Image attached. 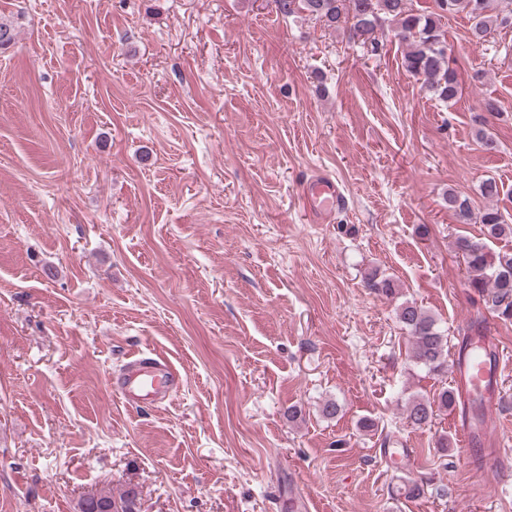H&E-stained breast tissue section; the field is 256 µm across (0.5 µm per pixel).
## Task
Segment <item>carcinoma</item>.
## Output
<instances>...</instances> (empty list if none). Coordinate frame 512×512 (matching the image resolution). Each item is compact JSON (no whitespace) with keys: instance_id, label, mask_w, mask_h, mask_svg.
<instances>
[{"instance_id":"carcinoma-1","label":"carcinoma","mask_w":512,"mask_h":512,"mask_svg":"<svg viewBox=\"0 0 512 512\" xmlns=\"http://www.w3.org/2000/svg\"><path fill=\"white\" fill-rule=\"evenodd\" d=\"M281 12L292 15L304 12L329 27L346 33L348 42L376 55L382 43L376 32L389 24L395 36L406 45L403 58L405 70L424 77V86L438 100L453 102L459 94L457 72L448 64L442 18L466 13L471 25L469 40L495 39L512 10L502 15L496 11V0H437L439 12L422 15L409 7L408 0H276ZM480 195L488 205L474 215L469 199L454 191L445 198L448 211L457 223L482 224V237L460 235L453 242L454 250L466 264L468 286L477 293L487 311L503 322H512V255L493 250L490 243L512 236V224L496 205L500 187L489 178L480 185ZM366 287L386 296L397 294L400 284L394 278L373 271L366 276ZM396 317L411 338L412 362L430 374L441 375L448 370V336L435 315L423 306L406 300ZM407 422L418 429L429 426L434 417L433 404L424 396L407 398L404 404ZM79 512H136L134 500L114 499L100 494L85 498Z\"/></svg>"}]
</instances>
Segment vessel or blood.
<instances>
[{"label": "vessel or blood", "mask_w": 512, "mask_h": 512, "mask_svg": "<svg viewBox=\"0 0 512 512\" xmlns=\"http://www.w3.org/2000/svg\"><path fill=\"white\" fill-rule=\"evenodd\" d=\"M305 197L315 218L331 217L342 193L330 177L312 178ZM502 344L492 327L476 330L468 349L455 360L456 387L465 403L466 413L456 422L466 458L477 459L480 467L505 470L512 466V450H488L486 444L498 433L501 422L497 410L502 403L500 379L504 369ZM183 375L166 356L131 357L112 378V389L132 407H162L179 392Z\"/></svg>", "instance_id": "b4317fda"}]
</instances>
